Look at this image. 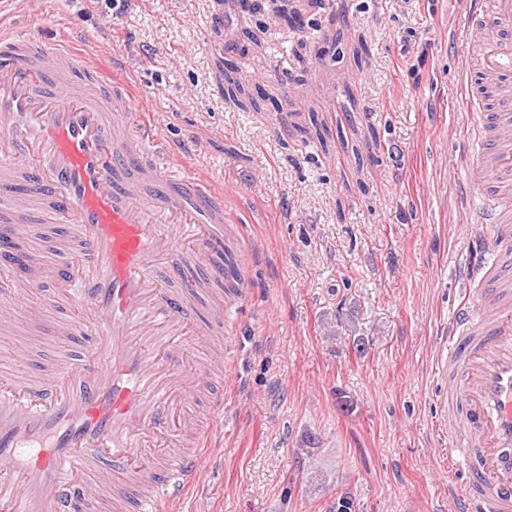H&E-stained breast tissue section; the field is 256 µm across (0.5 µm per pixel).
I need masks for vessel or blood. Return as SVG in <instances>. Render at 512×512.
Segmentation results:
<instances>
[{"label": "vessel or blood", "instance_id": "obj_1", "mask_svg": "<svg viewBox=\"0 0 512 512\" xmlns=\"http://www.w3.org/2000/svg\"><path fill=\"white\" fill-rule=\"evenodd\" d=\"M462 98L474 121L476 224L493 229L485 289L465 298L439 361L461 413L448 464L462 472L461 512H512V0H467ZM72 68L88 87L59 78ZM128 75L67 44L0 36V314L27 309L47 270L23 241L38 222L65 225L45 310L56 339L90 337L51 377L0 378V512H173L203 477L207 441L180 443L181 415L207 395L210 337L189 341L209 271L228 258L224 193L157 154ZM176 272L180 287L167 274Z\"/></svg>", "mask_w": 512, "mask_h": 512}]
</instances>
